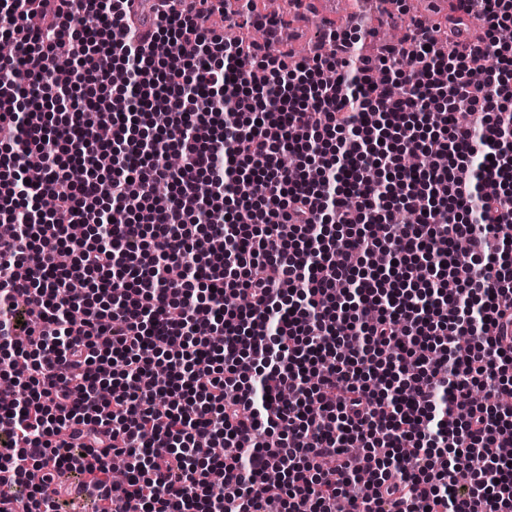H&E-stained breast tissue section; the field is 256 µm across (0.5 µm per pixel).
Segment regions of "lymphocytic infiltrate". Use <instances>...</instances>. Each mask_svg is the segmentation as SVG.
Instances as JSON below:
<instances>
[{"mask_svg": "<svg viewBox=\"0 0 512 512\" xmlns=\"http://www.w3.org/2000/svg\"><path fill=\"white\" fill-rule=\"evenodd\" d=\"M130 2L0 0V473L21 512H62L30 478L48 465L97 482L94 512H512V344L487 338L512 313V0H448L374 58L356 24L289 57L256 0L248 43L219 0H154L145 30Z\"/></svg>", "mask_w": 512, "mask_h": 512, "instance_id": "1", "label": "lymphocytic infiltrate"}]
</instances>
